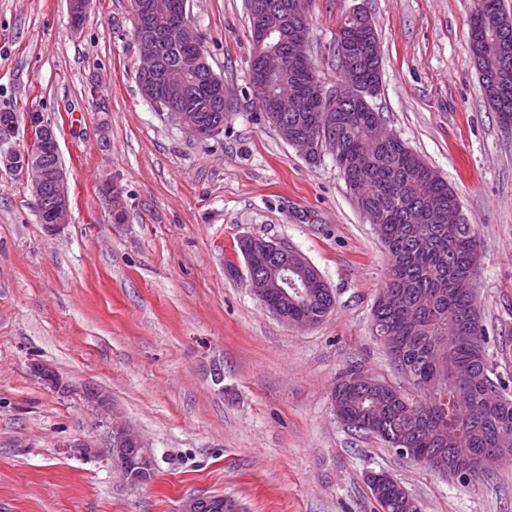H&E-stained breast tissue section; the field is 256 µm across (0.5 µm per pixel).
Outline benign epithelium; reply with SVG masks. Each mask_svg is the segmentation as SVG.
I'll return each instance as SVG.
<instances>
[{
  "label": "benign epithelium",
  "instance_id": "7a95c632",
  "mask_svg": "<svg viewBox=\"0 0 512 512\" xmlns=\"http://www.w3.org/2000/svg\"><path fill=\"white\" fill-rule=\"evenodd\" d=\"M134 7L146 20L166 13L167 23L164 32L171 35L183 50L179 63L168 67L163 64L162 41L147 34L136 37L141 60L138 77L141 93L153 103L157 102V97H162L167 118L193 138L202 139L198 114L188 105V100L193 97L190 76H202L211 87L213 95L224 101V108H229L230 104L224 92V81L213 72L208 62L199 31L188 20L184 7L176 13H167L160 0H134ZM257 12L260 21L256 26V44L263 47V50L255 57L256 64L251 73V85L255 90L267 85L277 76L293 71L309 58V36L288 35V28L304 15L300 7L289 0H280L274 8L259 7ZM287 35L290 36L289 40L272 43L274 38ZM340 55L341 78L335 91H327L318 80L313 79L304 87L294 85L291 92L284 91L270 98L273 111L281 113L295 110L304 97L312 96L319 100L323 117L312 128L311 133L296 137L288 130V124L283 123L279 126L281 137L290 145L301 149L302 154L306 156L316 150L315 144L318 141L327 143L330 152H335L334 105L349 100L355 86L351 75L353 52L343 50ZM505 55L504 50L495 51L494 55L482 61V70L492 73L504 69ZM26 125L29 133H37L35 143L22 153L0 149V171L18 172L25 177L37 210L45 216L43 226L46 232L50 236H56L70 223L66 173L63 168L49 166L46 162L47 156L59 153L58 141L43 113H26ZM240 247L248 270L269 253L279 256L275 263L265 265L268 273L247 274L251 288L260 300H265L272 289L278 290L281 298H288V289L284 288V285H297L293 279L295 275L301 282H306L300 265L307 263V260L297 250L281 242L258 236L240 239ZM32 371L43 384L54 389L62 386L57 375L47 366L36 363L32 366ZM87 401L102 412L101 425L104 427L105 445L110 448L115 468L133 483L151 482L153 459L146 453L145 442L139 433L125 421L116 417L109 418V402L105 396L92 392L88 394ZM401 452L405 459L424 464L443 476L448 474V455L441 450L427 458L417 456L411 448H403Z\"/></svg>",
  "mask_w": 512,
  "mask_h": 512
}]
</instances>
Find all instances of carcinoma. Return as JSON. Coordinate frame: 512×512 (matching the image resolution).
Wrapping results in <instances>:
<instances>
[{
	"label": "carcinoma",
	"instance_id": "obj_1",
	"mask_svg": "<svg viewBox=\"0 0 512 512\" xmlns=\"http://www.w3.org/2000/svg\"><path fill=\"white\" fill-rule=\"evenodd\" d=\"M494 28L512 51V13L504 0H474L469 24V50L474 59L495 47L487 41L475 42L476 23ZM358 98L346 111L336 112L340 127V151L347 163L340 167L350 192L362 198L380 221L376 231L388 253L385 288L393 295L385 305L373 306V334L393 336L400 345L407 366L404 377L415 393L397 400L396 390L386 381L364 388L355 398L336 406L342 417L354 423L352 430L373 435L388 448L394 444L386 435L402 434L406 447L429 454L436 448H450L446 434L451 424L460 425L467 446L475 457L498 458L495 466L512 462V393L501 378L487 349V332L478 312L476 294L457 288L460 276L478 263L480 238L475 225L466 221L456 191L415 151L391 133L382 141L365 135V129L382 121L371 99L381 82L378 57L364 56L355 73ZM491 109L504 124L512 123V62L499 79L480 78ZM206 126L213 135L220 131L224 108L204 96L195 99ZM317 103L311 101L288 113L294 131L305 133L314 124ZM430 225L428 237L414 241L405 234V225L415 217ZM306 295L288 303L269 297L288 319L322 322L333 308L329 287L317 278ZM431 336H448V357L462 369L461 383L433 389L430 383L438 363V350ZM496 388L503 403L487 406L484 392Z\"/></svg>",
	"mask_w": 512,
	"mask_h": 512
}]
</instances>
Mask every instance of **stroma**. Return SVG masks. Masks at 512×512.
Returning a JSON list of instances; mask_svg holds the SVG:
<instances>
[{
	"label": "stroma",
	"mask_w": 512,
	"mask_h": 512,
	"mask_svg": "<svg viewBox=\"0 0 512 512\" xmlns=\"http://www.w3.org/2000/svg\"><path fill=\"white\" fill-rule=\"evenodd\" d=\"M358 5L381 41L372 103L386 130L478 229L488 353L512 379V126L481 93L473 0H310L326 89L337 24ZM187 12L231 103L205 141L142 96L131 0H91L78 29L69 0H0V109L51 121L71 209L47 235L21 175L0 172V512H179L207 495L236 512H375L367 476L381 470L420 512H512V463L463 487L335 417L347 369L406 384L372 332L387 252L334 158L307 161L255 107L245 0H187ZM245 236L319 270L336 298L320 324L297 329L264 307L242 269ZM37 362L63 390L33 376ZM89 389L144 436L150 484L119 476Z\"/></svg>",
	"instance_id": "stroma-1"
}]
</instances>
